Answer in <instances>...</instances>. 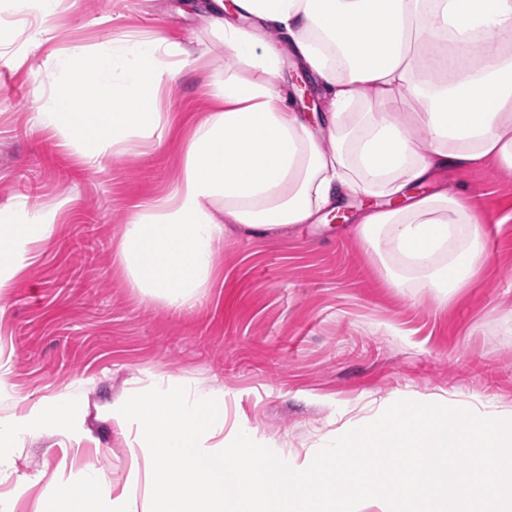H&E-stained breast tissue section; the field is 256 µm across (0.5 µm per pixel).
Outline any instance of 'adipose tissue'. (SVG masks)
<instances>
[{"mask_svg":"<svg viewBox=\"0 0 512 512\" xmlns=\"http://www.w3.org/2000/svg\"><path fill=\"white\" fill-rule=\"evenodd\" d=\"M0 2L35 18L36 45L61 5ZM201 8L233 63L214 87L216 111L184 142L171 196L138 207L121 234L116 259L142 299L193 309L211 285L226 225L252 236L285 231L352 196L391 201L361 211L354 231L394 287L416 279L448 299L478 277L486 219L437 176L485 160L512 172V0H203ZM263 30L315 76L317 120L290 105ZM190 56L158 38L51 53L34 74L47 90L34 120L78 163L101 166L131 138L161 135L162 90ZM242 65L259 79L239 74ZM55 221L52 211L34 224L0 213V313ZM75 406L62 394L0 417V447L38 429L71 435Z\"/></svg>","mask_w":512,"mask_h":512,"instance_id":"ef3b65f1","label":"adipose tissue"}]
</instances>
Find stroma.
Returning <instances> with one entry per match:
<instances>
[{"mask_svg": "<svg viewBox=\"0 0 512 512\" xmlns=\"http://www.w3.org/2000/svg\"><path fill=\"white\" fill-rule=\"evenodd\" d=\"M0 34L12 39L0 57V211L30 218L65 205L0 317V363L10 371L0 414L20 397L77 395L71 437L46 432L7 449L0 512H37L89 461L123 487L132 450L110 411L158 375L223 388L227 428L247 424L293 464L402 399L476 414L512 406L511 172L486 163L443 177L466 187L491 225L482 275L449 300L387 283L352 232L365 202L349 197L284 233L226 235L202 305L179 312L128 287L116 244L136 207L175 184L183 141L215 108L223 45L189 0H64L39 46L0 11ZM156 34L189 45L194 58L164 94L161 143H137L96 168L77 164L33 120L46 93L33 71L67 46ZM279 51L305 110L319 98L315 82L287 46Z\"/></svg>", "mask_w": 512, "mask_h": 512, "instance_id": "stroma-1", "label": "stroma"}]
</instances>
